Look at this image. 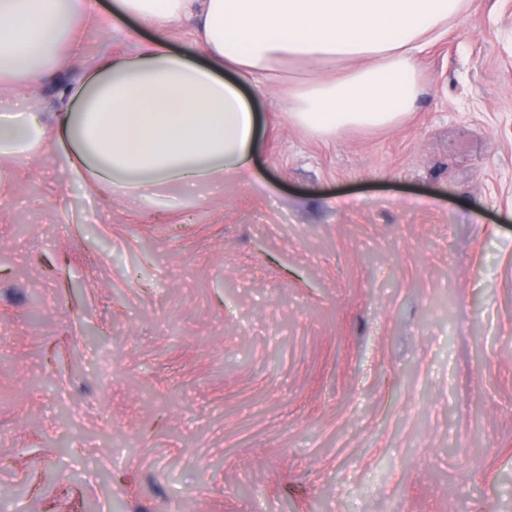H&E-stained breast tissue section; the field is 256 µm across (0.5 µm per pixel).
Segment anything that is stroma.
<instances>
[{"label": "stroma", "instance_id": "obj_1", "mask_svg": "<svg viewBox=\"0 0 512 512\" xmlns=\"http://www.w3.org/2000/svg\"><path fill=\"white\" fill-rule=\"evenodd\" d=\"M99 0L78 66L132 50ZM389 128L258 97L251 183L0 188L7 512H512V0H462Z\"/></svg>", "mask_w": 512, "mask_h": 512}]
</instances>
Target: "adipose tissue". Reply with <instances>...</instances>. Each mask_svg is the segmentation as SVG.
Segmentation results:
<instances>
[{"label": "adipose tissue", "mask_w": 512, "mask_h": 512, "mask_svg": "<svg viewBox=\"0 0 512 512\" xmlns=\"http://www.w3.org/2000/svg\"><path fill=\"white\" fill-rule=\"evenodd\" d=\"M462 0H114L112 14L151 28L129 52L104 55L72 82L69 68L95 0H0V160L52 154L132 202L192 193L225 175L252 181L261 116L252 96L280 64L312 77L281 87L293 123L318 136L395 125L420 91L416 61L448 32ZM190 24L204 57L175 50ZM348 63L341 75L329 62ZM54 83L56 109L41 90Z\"/></svg>", "instance_id": "1"}]
</instances>
